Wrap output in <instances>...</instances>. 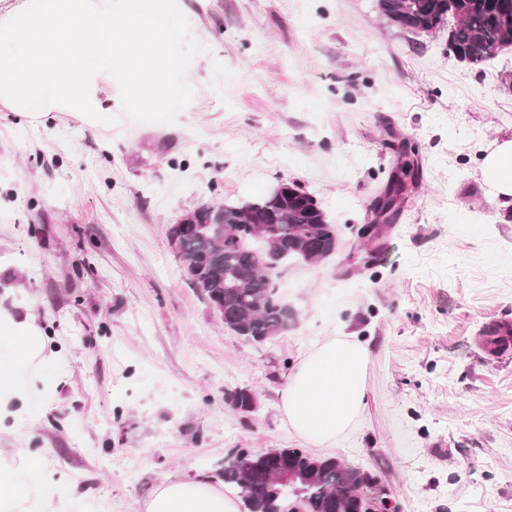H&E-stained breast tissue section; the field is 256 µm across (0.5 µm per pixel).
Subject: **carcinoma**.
Returning a JSON list of instances; mask_svg holds the SVG:
<instances>
[{
    "label": "carcinoma",
    "mask_w": 512,
    "mask_h": 512,
    "mask_svg": "<svg viewBox=\"0 0 512 512\" xmlns=\"http://www.w3.org/2000/svg\"><path fill=\"white\" fill-rule=\"evenodd\" d=\"M378 15L388 24L418 34H432L453 19L448 51L472 66H481L512 46V0H376ZM411 142L397 158L381 197L374 222L388 229L399 203L415 180ZM272 226L277 257L269 263V245L255 225ZM170 242L188 267L190 284L212 305L224 307V329L254 343L288 331L293 317L282 300L277 278L290 263H307L336 253L337 231L319 202L295 186L286 195L268 192L244 202L201 205L186 223L171 225ZM261 247H253V243ZM230 406L248 415L255 409L254 393L239 388L227 393ZM278 465L302 473L294 486L261 481ZM224 483L240 490L245 512H287L298 503L304 512H366L356 496L370 480V471L340 465L334 457H317L302 448H276L274 455H248V467L224 458Z\"/></svg>",
    "instance_id": "1"
}]
</instances>
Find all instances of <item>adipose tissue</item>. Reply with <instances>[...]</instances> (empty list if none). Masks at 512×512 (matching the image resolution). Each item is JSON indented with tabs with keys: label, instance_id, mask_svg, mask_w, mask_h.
I'll use <instances>...</instances> for the list:
<instances>
[{
	"label": "adipose tissue",
	"instance_id": "1",
	"mask_svg": "<svg viewBox=\"0 0 512 512\" xmlns=\"http://www.w3.org/2000/svg\"><path fill=\"white\" fill-rule=\"evenodd\" d=\"M488 187L502 207L512 208V139L498 143L483 163ZM0 336L14 338L20 358L41 363L44 343L34 317L19 316L0 308ZM366 344L351 336H332L317 344L295 367L280 392V409L289 428L318 448L334 446L357 422L365 407ZM14 368L0 366V415L21 420L22 406L45 396L38 381L22 389L13 384ZM33 465L0 468V505L29 500L32 512H49V491L40 489ZM144 512H238L235 497L216 485L167 477L145 503Z\"/></svg>",
	"mask_w": 512,
	"mask_h": 512
}]
</instances>
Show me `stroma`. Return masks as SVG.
<instances>
[{
	"mask_svg": "<svg viewBox=\"0 0 512 512\" xmlns=\"http://www.w3.org/2000/svg\"><path fill=\"white\" fill-rule=\"evenodd\" d=\"M203 46L174 123L92 129L0 105V306L34 315L48 396L0 421V463L40 462L56 512H142L165 478L213 482L234 448H301L279 392L330 336L367 344L365 410L331 456L397 512H512V223L482 162L512 137V48L481 67L448 32L381 25L375 0H178ZM418 181L384 256L345 257L396 164ZM312 194L341 248L279 274L295 315L256 344L186 280L168 228L277 181ZM251 388L242 415L225 392Z\"/></svg>",
	"mask_w": 512,
	"mask_h": 512,
	"instance_id": "stroma-1",
	"label": "stroma"
}]
</instances>
